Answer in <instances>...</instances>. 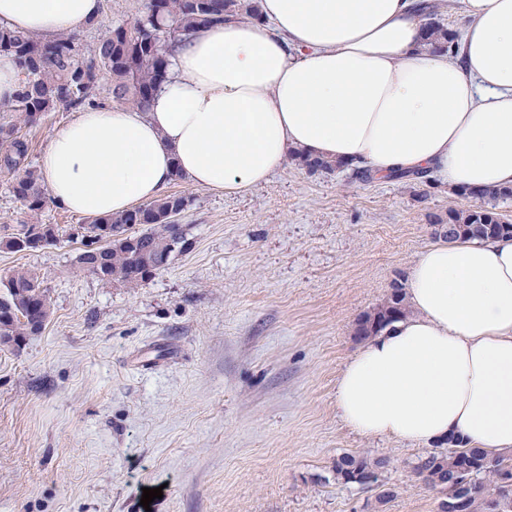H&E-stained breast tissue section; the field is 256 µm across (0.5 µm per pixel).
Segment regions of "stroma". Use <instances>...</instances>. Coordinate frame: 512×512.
<instances>
[{
	"label": "stroma",
	"mask_w": 512,
	"mask_h": 512,
	"mask_svg": "<svg viewBox=\"0 0 512 512\" xmlns=\"http://www.w3.org/2000/svg\"><path fill=\"white\" fill-rule=\"evenodd\" d=\"M144 4L102 0L83 46ZM14 180L0 169V237L36 221L64 239L0 248V279L30 270L52 301L40 334L0 346V512H437L414 473L428 446L351 432L334 392L356 319L407 281L455 189L290 160L237 195L174 181L190 247L129 288L77 273L85 217L31 213ZM343 452L386 458L398 497L336 482ZM146 487L163 490L147 508Z\"/></svg>",
	"instance_id": "obj_1"
}]
</instances>
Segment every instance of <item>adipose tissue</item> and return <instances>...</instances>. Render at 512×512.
Masks as SVG:
<instances>
[{"mask_svg":"<svg viewBox=\"0 0 512 512\" xmlns=\"http://www.w3.org/2000/svg\"><path fill=\"white\" fill-rule=\"evenodd\" d=\"M457 56L422 43L419 0H261L262 22L198 30L170 57L148 112L85 109L39 159L51 199L98 217L160 197L182 171L234 195L290 150L455 189L512 186V0H459ZM100 0H0V24L80 32ZM411 315L336 379L353 431L512 451V238L439 241L414 260Z\"/></svg>","mask_w":512,"mask_h":512,"instance_id":"adipose-tissue-1","label":"adipose tissue"}]
</instances>
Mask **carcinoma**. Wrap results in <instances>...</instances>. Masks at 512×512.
I'll return each mask as SVG.
<instances>
[{
    "instance_id": "carcinoma-1",
    "label": "carcinoma",
    "mask_w": 512,
    "mask_h": 512,
    "mask_svg": "<svg viewBox=\"0 0 512 512\" xmlns=\"http://www.w3.org/2000/svg\"><path fill=\"white\" fill-rule=\"evenodd\" d=\"M441 3H425L424 43L439 52L450 50L456 33L441 22ZM260 19L259 0H146L144 11L130 23L112 26L89 50L81 48L76 34L45 38L0 26V54L13 56L19 65L18 89L11 104L0 108V141L8 148L0 153V168L17 173L14 195L37 213L51 198L38 169L26 164L27 144L19 135L12 114L34 126L59 109L96 105L99 76L106 74L113 98L140 112L149 110L157 90L168 78V55L179 43L202 27L232 20ZM290 158L309 173L344 172L348 167L334 160L291 152ZM393 181H428L425 171H392ZM473 204L448 210V223L460 231L443 234L452 244L471 239L500 237L503 224L512 217L499 205L512 200V187L462 190ZM190 200L180 194L164 195L120 215L94 217L83 226L77 269L104 283L120 282L137 287L156 274L160 261L188 246L185 230L172 218L183 213ZM59 242V228L24 224L20 233L0 240V247L21 252ZM410 313L405 285L396 282L390 294L364 314L366 342ZM51 314V297L39 277L17 269L0 281V345L20 347L29 336L40 333ZM386 466V459L343 453L333 460L336 481L362 484ZM414 472L441 497L466 492L470 512H485L486 502L501 491V482L512 478V454L488 456L484 451L448 445L422 457Z\"/></svg>"
}]
</instances>
